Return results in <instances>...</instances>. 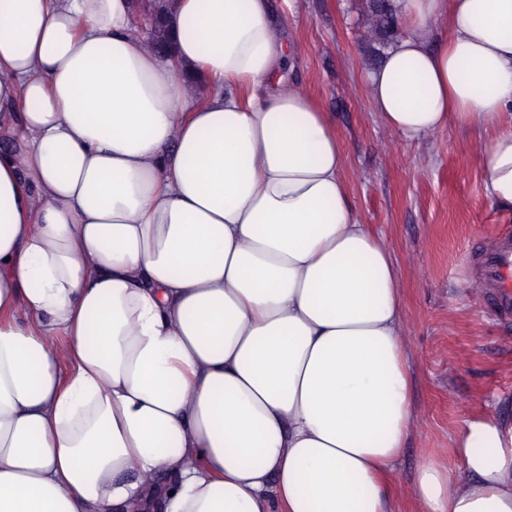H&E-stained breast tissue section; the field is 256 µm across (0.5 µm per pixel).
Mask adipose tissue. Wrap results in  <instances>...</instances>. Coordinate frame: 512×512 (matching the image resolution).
<instances>
[{
    "label": "adipose tissue",
    "instance_id": "1",
    "mask_svg": "<svg viewBox=\"0 0 512 512\" xmlns=\"http://www.w3.org/2000/svg\"><path fill=\"white\" fill-rule=\"evenodd\" d=\"M394 5L375 112L485 133L512 207V0ZM134 15L0 0V512H395L403 295L329 113L268 0H176L167 59ZM452 453L415 512H512V423L472 415Z\"/></svg>",
    "mask_w": 512,
    "mask_h": 512
}]
</instances>
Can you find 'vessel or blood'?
Listing matches in <instances>:
<instances>
[{
	"mask_svg": "<svg viewBox=\"0 0 512 512\" xmlns=\"http://www.w3.org/2000/svg\"><path fill=\"white\" fill-rule=\"evenodd\" d=\"M475 267L486 290V303L501 313L512 312V239H502L493 249L481 252Z\"/></svg>",
	"mask_w": 512,
	"mask_h": 512,
	"instance_id": "obj_1",
	"label": "vessel or blood"
}]
</instances>
